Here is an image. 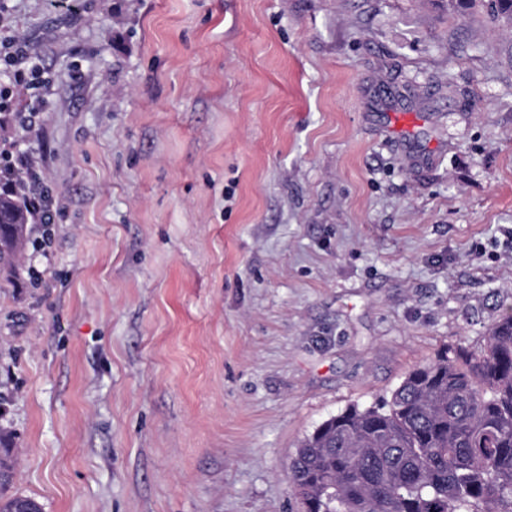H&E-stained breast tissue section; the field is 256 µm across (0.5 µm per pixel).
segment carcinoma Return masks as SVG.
<instances>
[{
    "label": "carcinoma",
    "instance_id": "carcinoma-1",
    "mask_svg": "<svg viewBox=\"0 0 512 512\" xmlns=\"http://www.w3.org/2000/svg\"><path fill=\"white\" fill-rule=\"evenodd\" d=\"M512 24V0H489ZM32 218L0 195V273L11 275ZM288 480L305 512H512V314L484 347L410 372L382 407L350 406L301 441ZM39 504L0 497V512Z\"/></svg>",
    "mask_w": 512,
    "mask_h": 512
}]
</instances>
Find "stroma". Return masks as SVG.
<instances>
[{
    "label": "stroma",
    "mask_w": 512,
    "mask_h": 512,
    "mask_svg": "<svg viewBox=\"0 0 512 512\" xmlns=\"http://www.w3.org/2000/svg\"><path fill=\"white\" fill-rule=\"evenodd\" d=\"M64 208L0 276L43 512H303L347 407L512 308V27L448 0H0ZM42 270L40 281L30 266Z\"/></svg>",
    "instance_id": "stroma-1"
}]
</instances>
